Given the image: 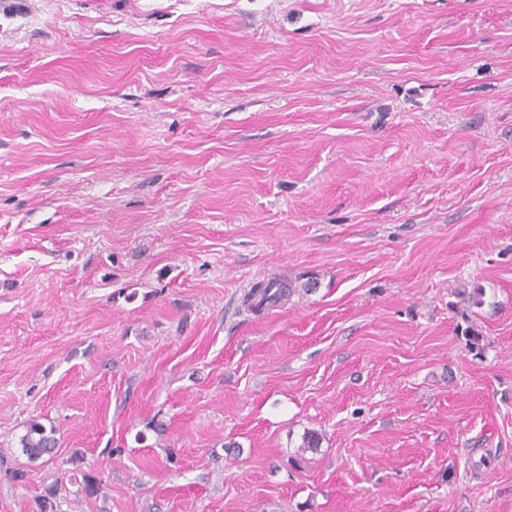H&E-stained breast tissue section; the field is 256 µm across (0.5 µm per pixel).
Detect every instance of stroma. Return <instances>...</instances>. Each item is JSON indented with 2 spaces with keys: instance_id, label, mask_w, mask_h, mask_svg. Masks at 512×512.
I'll list each match as a JSON object with an SVG mask.
<instances>
[{
  "instance_id": "1",
  "label": "stroma",
  "mask_w": 512,
  "mask_h": 512,
  "mask_svg": "<svg viewBox=\"0 0 512 512\" xmlns=\"http://www.w3.org/2000/svg\"><path fill=\"white\" fill-rule=\"evenodd\" d=\"M0 512H512V0L0 6ZM22 451L31 460H37L44 455H51L56 448L54 437L45 434V430L36 424H31L21 440Z\"/></svg>"
}]
</instances>
